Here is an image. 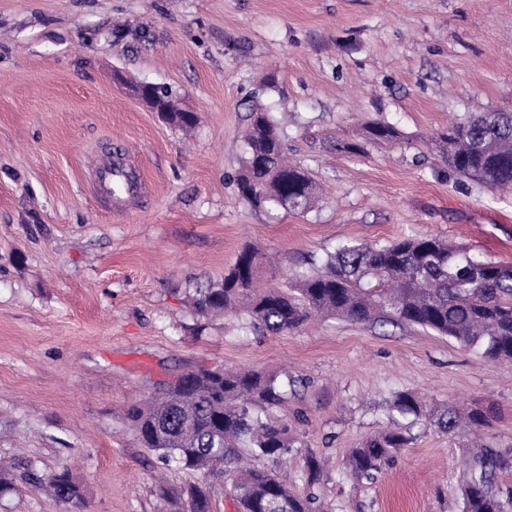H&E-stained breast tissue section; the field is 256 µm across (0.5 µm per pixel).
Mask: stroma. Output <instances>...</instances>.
Listing matches in <instances>:
<instances>
[{
    "label": "stroma",
    "instance_id": "1",
    "mask_svg": "<svg viewBox=\"0 0 512 512\" xmlns=\"http://www.w3.org/2000/svg\"><path fill=\"white\" fill-rule=\"evenodd\" d=\"M142 83L195 127L153 112ZM496 109H512V0H0V459L69 468L86 500L19 480L0 512H182L198 474L143 448L125 413L200 367L288 375L270 416L300 444L276 469L302 491L306 452L329 458L322 512H460V438L406 422L409 444L361 484L346 456L403 390L494 404L490 434L512 446V363L410 325L272 335L189 297L247 247L279 256L275 287L340 245L424 235L512 263V194L435 142ZM255 110L312 179L311 211L241 199ZM376 122L397 140L370 139ZM124 157L147 191L104 205L97 171Z\"/></svg>",
    "mask_w": 512,
    "mask_h": 512
}]
</instances>
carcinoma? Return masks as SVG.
I'll return each mask as SVG.
<instances>
[{
  "instance_id": "cac0c4a2",
  "label": "carcinoma",
  "mask_w": 512,
  "mask_h": 512,
  "mask_svg": "<svg viewBox=\"0 0 512 512\" xmlns=\"http://www.w3.org/2000/svg\"><path fill=\"white\" fill-rule=\"evenodd\" d=\"M368 133L373 140L397 138L386 123L374 124ZM438 140L459 175L512 189V112L477 113L449 126ZM245 143L240 197L256 210L308 211L313 183L285 160L283 138L269 113H251ZM262 268L258 251H241L223 279L195 290L194 310L203 317L242 312L271 334L295 332L315 315L414 325L512 362L511 264L482 260L426 235L344 245L313 269L294 273L287 291L256 287ZM288 384L255 370H194L131 406L127 419L143 447L201 476L186 490L187 512H213L212 482L221 477L231 481L238 512H318L314 488L326 476L319 454L305 455V493L289 488L265 464L287 459L295 448L288 426L264 417L283 402ZM496 417L489 406L425 404L410 391L398 392L388 407L392 427L350 449L347 475L359 483L376 479L409 443L399 420L410 418L450 436L473 434L477 441L465 446L460 512H504L502 480L512 475V448L481 438ZM22 480L60 501L84 503L83 488L65 469L46 480L27 468Z\"/></svg>"
}]
</instances>
